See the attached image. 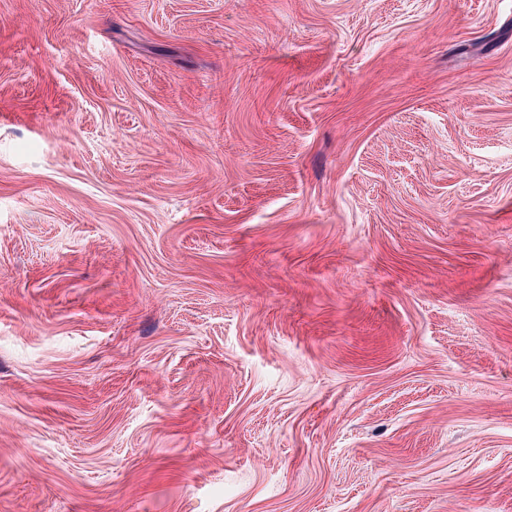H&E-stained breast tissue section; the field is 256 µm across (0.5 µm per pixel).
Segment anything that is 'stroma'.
Listing matches in <instances>:
<instances>
[{
  "mask_svg": "<svg viewBox=\"0 0 512 512\" xmlns=\"http://www.w3.org/2000/svg\"><path fill=\"white\" fill-rule=\"evenodd\" d=\"M0 512H512V0H0Z\"/></svg>",
  "mask_w": 512,
  "mask_h": 512,
  "instance_id": "obj_1",
  "label": "stroma"
}]
</instances>
